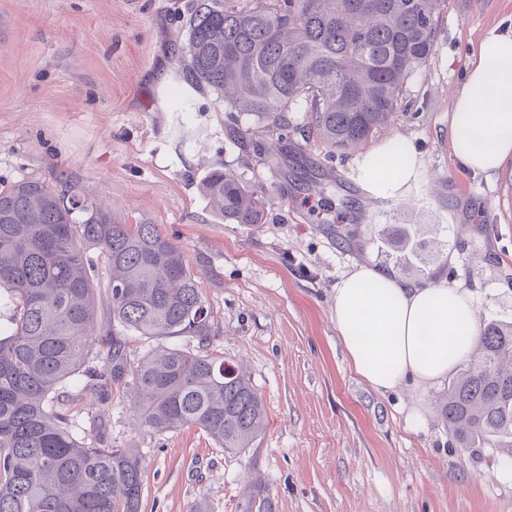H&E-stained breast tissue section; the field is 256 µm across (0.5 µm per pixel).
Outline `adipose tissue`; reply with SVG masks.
Returning <instances> with one entry per match:
<instances>
[{
  "label": "adipose tissue",
  "instance_id": "adipose-tissue-1",
  "mask_svg": "<svg viewBox=\"0 0 512 512\" xmlns=\"http://www.w3.org/2000/svg\"><path fill=\"white\" fill-rule=\"evenodd\" d=\"M448 143L464 169L490 173L512 160V33L489 30L451 97ZM415 149L392 138L367 151L361 177L393 196L417 176ZM336 330L350 365L376 392L407 382L432 385L473 353L477 314L466 289L445 281L410 283L361 265L336 283Z\"/></svg>",
  "mask_w": 512,
  "mask_h": 512
}]
</instances>
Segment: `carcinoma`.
Instances as JSON below:
<instances>
[{
	"label": "carcinoma",
	"instance_id": "1",
	"mask_svg": "<svg viewBox=\"0 0 512 512\" xmlns=\"http://www.w3.org/2000/svg\"><path fill=\"white\" fill-rule=\"evenodd\" d=\"M446 0H190L185 83L209 88L258 127L243 147L284 155L293 124L331 154L364 144L393 119L408 77L435 52ZM229 224L263 223L266 199L230 170L204 185ZM98 252L109 272L107 338L95 336ZM0 512H139L145 459L137 448L87 445L73 433L67 388L133 392L139 424L196 427L228 454L253 446L266 419L260 394L224 353L183 250L156 224H125L85 195L35 181L0 190ZM198 340L128 358L130 338ZM108 346L107 352L94 346ZM104 361L102 367L92 360ZM462 448L491 444L512 468V323H489L468 367L438 404ZM235 512H275L252 482Z\"/></svg>",
	"mask_w": 512,
	"mask_h": 512
}]
</instances>
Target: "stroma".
I'll use <instances>...</instances> for the list:
<instances>
[{"label":"stroma","mask_w":512,"mask_h":512,"mask_svg":"<svg viewBox=\"0 0 512 512\" xmlns=\"http://www.w3.org/2000/svg\"><path fill=\"white\" fill-rule=\"evenodd\" d=\"M184 0H0V190L21 180L73 189L127 224H156L184 252L210 311L213 346L242 365L266 411L252 448L224 453L200 429L139 426L125 391L105 403L71 388L79 440L136 448L140 512H234L261 479L276 512H512V469L461 448L434 405L446 384L382 395L336 332L337 281L354 264L421 266L468 288L479 324L512 322V164L463 169L448 146V91L482 35L512 30V0H448L434 56L403 88L391 124L419 173L371 195L358 151L302 134L272 162L233 140L247 116L181 80ZM232 171L263 195L259 227L225 223L204 183ZM416 228L427 251L395 248Z\"/></svg>","instance_id":"obj_1"}]
</instances>
